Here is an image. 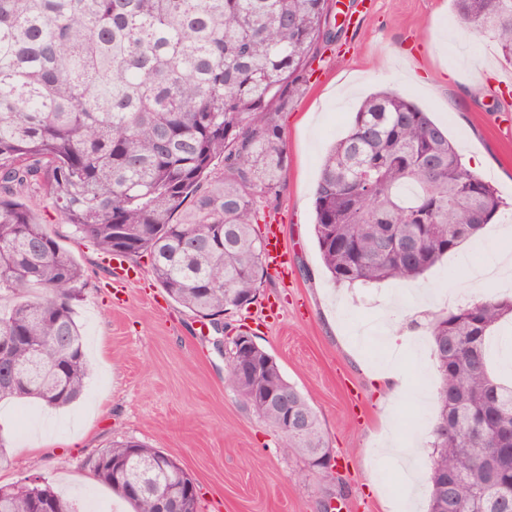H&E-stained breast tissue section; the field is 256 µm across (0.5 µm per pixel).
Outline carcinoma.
<instances>
[{"label":"carcinoma","instance_id":"1","mask_svg":"<svg viewBox=\"0 0 512 512\" xmlns=\"http://www.w3.org/2000/svg\"><path fill=\"white\" fill-rule=\"evenodd\" d=\"M463 28L495 41L512 65V0H452ZM329 0H0V400L65 407L90 374L75 306L85 274L44 231L17 189L42 185L74 232L103 256L147 253L167 295L214 324L250 302L268 277L254 224L280 192L287 155L278 123L311 58L330 42ZM314 234L341 286L419 278L501 213L495 187L463 163L447 130L392 89L367 97L324 157ZM512 321V298L489 297L434 318L440 377L429 434L430 496L442 478L483 512H499L488 468L512 478V382L492 370L486 339ZM225 385L245 404L266 375ZM310 416L300 438L274 409L259 413L287 448L328 443ZM96 480L133 512H199L192 477L132 439L88 459ZM42 497L73 503L24 477L0 486V512H35Z\"/></svg>","mask_w":512,"mask_h":512}]
</instances>
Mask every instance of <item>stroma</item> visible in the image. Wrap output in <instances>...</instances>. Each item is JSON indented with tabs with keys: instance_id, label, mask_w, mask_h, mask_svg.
Wrapping results in <instances>:
<instances>
[{
	"instance_id": "stroma-1",
	"label": "stroma",
	"mask_w": 512,
	"mask_h": 512,
	"mask_svg": "<svg viewBox=\"0 0 512 512\" xmlns=\"http://www.w3.org/2000/svg\"><path fill=\"white\" fill-rule=\"evenodd\" d=\"M337 0L338 37L320 48L301 91L279 118L288 166L266 218L278 219L290 253L287 275L271 274L250 314L228 313L279 362L288 381L310 401L338 462L335 476L312 473L224 383L225 360L215 333L174 302L149 273L146 257L128 259L135 275L116 305L101 255L78 240L46 189L26 195L38 223L83 268L86 286L76 305L94 370L82 398L53 409L37 402L0 403V485L28 475L56 489L90 491L104 512L129 505L97 483L87 457L112 442L134 439L175 458L195 480L200 512H321L329 495L343 493L347 512H402L406 491L390 461L377 452L382 390L373 379L377 334L357 329L377 316L388 298L412 316L429 300L434 316L474 301L467 287L491 249L508 251L487 225L480 242H464L420 278L403 287L384 282L346 288L333 284L313 237L314 190L322 156L342 135L358 101L381 88L406 94L448 131L462 157L481 155L476 174L492 182L512 205V65L500 62L487 37L460 25L450 0ZM358 11L357 26L344 12ZM278 318H265L269 303ZM427 329L400 340L406 395L397 403L398 443L416 442L417 512L430 493L427 436L436 415L439 383L426 348Z\"/></svg>"
}]
</instances>
